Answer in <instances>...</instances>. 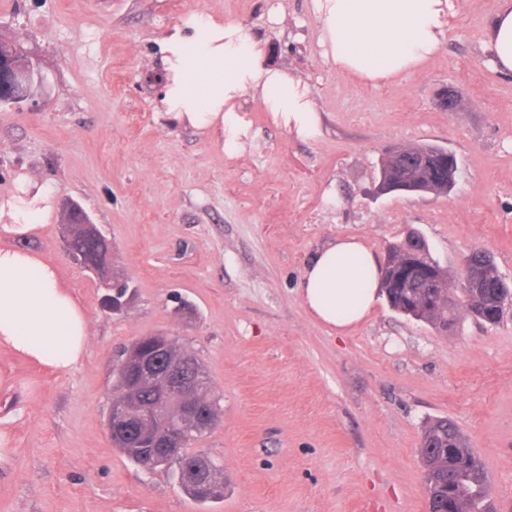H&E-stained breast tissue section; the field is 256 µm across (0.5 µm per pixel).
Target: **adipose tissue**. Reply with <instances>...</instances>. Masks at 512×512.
<instances>
[{
	"label": "adipose tissue",
	"mask_w": 512,
	"mask_h": 512,
	"mask_svg": "<svg viewBox=\"0 0 512 512\" xmlns=\"http://www.w3.org/2000/svg\"><path fill=\"white\" fill-rule=\"evenodd\" d=\"M321 21L322 55L364 83H388L431 61L458 18L457 0H311ZM485 48L496 70L512 73V0H499L486 26ZM167 79L161 102L170 122L224 134L234 156L248 124L241 100L253 95L274 121L302 140L321 134L309 89L272 63L264 39L240 24L195 14L162 44ZM53 207L49 191L28 180L0 203V231L30 233ZM380 262L354 237L327 242L300 280V298L319 322L344 333L370 313ZM84 307L60 279L57 266L34 251L0 247V348L60 374L87 351Z\"/></svg>",
	"instance_id": "1"
}]
</instances>
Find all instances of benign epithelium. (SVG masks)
I'll return each instance as SVG.
<instances>
[{
  "instance_id": "7a95c632",
  "label": "benign epithelium",
  "mask_w": 512,
  "mask_h": 512,
  "mask_svg": "<svg viewBox=\"0 0 512 512\" xmlns=\"http://www.w3.org/2000/svg\"><path fill=\"white\" fill-rule=\"evenodd\" d=\"M43 85L44 76L30 63L20 67L12 59L0 57V104L19 105L33 101ZM398 159L396 147L382 158L377 193L384 195L398 189L430 192L425 184L415 187L407 183L400 187L395 183L394 164ZM418 160L421 161V170L433 162L444 164L448 168V188L454 187L458 161L453 152L431 145L419 151ZM65 209L70 214V223L83 230L85 240L98 245L108 244L79 203L70 201ZM426 247L428 244L415 235L393 246L383 262L385 278L395 281L396 288L414 287L421 269L410 259L417 249ZM490 261L491 257L487 255L481 264L466 262L463 265L464 278L473 285L468 308L472 315L488 324L494 323V318L483 307L484 289L480 284L484 268ZM190 358L184 349L164 340L155 344L150 356L141 355L138 345H132L114 366V370L133 377V385L123 397L112 400L110 417L117 425L138 432L147 443V455L153 460L182 455L184 434L208 431L213 425V414L203 408V402L197 397L208 388L206 375L201 367L190 365ZM142 388L153 391L151 400H141L138 392ZM192 475L208 490L216 492L220 489L214 462L206 454L199 453L193 457Z\"/></svg>"
}]
</instances>
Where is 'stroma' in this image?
<instances>
[{
	"mask_svg": "<svg viewBox=\"0 0 512 512\" xmlns=\"http://www.w3.org/2000/svg\"><path fill=\"white\" fill-rule=\"evenodd\" d=\"M498 0H459L429 63L392 82L353 80L326 61L309 0H0V38L47 80L41 111L0 106V201L30 176L55 207L34 235L0 237L54 262L86 309L80 364L65 375L0 350V512H426L419 442L455 421L482 455L496 512H512V308L495 325L460 311L453 334L378 298L345 334L314 319L302 270L328 240L377 258L421 235L451 275L480 249L512 283V76L483 50ZM234 20L309 87L321 135L304 141L252 98L241 151L220 131L163 114L159 41L190 15ZM456 105L444 109L441 87ZM433 144L458 160L445 195H377L392 146ZM80 203L111 242L125 310L64 247L61 206ZM177 339L202 364L219 424L195 447L224 475L201 504L163 471L137 468L106 422L113 364L144 336Z\"/></svg>",
	"mask_w": 512,
	"mask_h": 512,
	"instance_id": "1",
	"label": "stroma"
}]
</instances>
